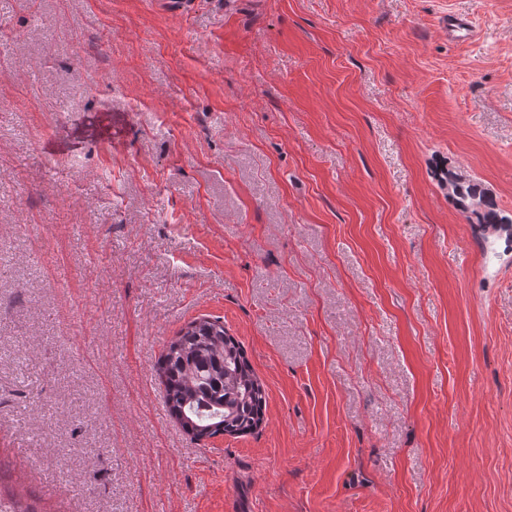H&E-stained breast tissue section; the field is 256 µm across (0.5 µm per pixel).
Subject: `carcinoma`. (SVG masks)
Returning a JSON list of instances; mask_svg holds the SVG:
<instances>
[{"mask_svg":"<svg viewBox=\"0 0 512 512\" xmlns=\"http://www.w3.org/2000/svg\"><path fill=\"white\" fill-rule=\"evenodd\" d=\"M448 197L482 231L512 220L481 185L447 173ZM157 374L169 414L196 441L254 432L264 421L266 391L244 349L218 318H197L165 346Z\"/></svg>","mask_w":512,"mask_h":512,"instance_id":"cac0c4a2","label":"carcinoma"}]
</instances>
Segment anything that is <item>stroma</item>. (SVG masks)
<instances>
[{
    "label": "stroma",
    "instance_id": "obj_1",
    "mask_svg": "<svg viewBox=\"0 0 512 512\" xmlns=\"http://www.w3.org/2000/svg\"><path fill=\"white\" fill-rule=\"evenodd\" d=\"M449 171L512 212V0H0V493L512 512V251ZM200 317L255 433L168 413ZM448 180V196L453 200L460 212L467 218L475 217L476 224H481L483 235L488 239L486 231L489 227L504 224L506 219H511L512 214L498 210L490 198L489 193L481 185L470 179H465L456 173L448 172L444 181ZM157 374L169 414L196 441L254 432L266 391L220 318H197L165 346Z\"/></svg>",
    "mask_w": 512,
    "mask_h": 512
}]
</instances>
